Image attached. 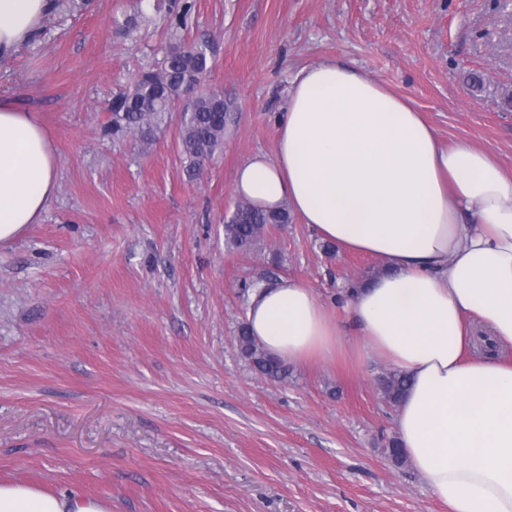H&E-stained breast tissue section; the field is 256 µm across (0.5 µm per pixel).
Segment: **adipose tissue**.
Listing matches in <instances>:
<instances>
[{
	"label": "adipose tissue",
	"mask_w": 512,
	"mask_h": 512,
	"mask_svg": "<svg viewBox=\"0 0 512 512\" xmlns=\"http://www.w3.org/2000/svg\"><path fill=\"white\" fill-rule=\"evenodd\" d=\"M56 0H0V57L41 39ZM56 157L36 113L0 98V244L40 223ZM233 191L288 209L343 252L380 260L342 292L361 336L298 278L254 289L245 323L296 365L385 360L409 379L394 424L450 512H512V172L445 143L409 98L334 60L301 68L273 153L242 162ZM0 512H112L110 504L0 483Z\"/></svg>",
	"instance_id": "ef3b65f1"
}]
</instances>
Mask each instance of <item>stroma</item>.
<instances>
[{
  "instance_id": "35a3bbf8",
  "label": "stroma",
  "mask_w": 512,
  "mask_h": 512,
  "mask_svg": "<svg viewBox=\"0 0 512 512\" xmlns=\"http://www.w3.org/2000/svg\"><path fill=\"white\" fill-rule=\"evenodd\" d=\"M153 2L57 9L0 60V97L37 112L58 164L41 222L0 244V481L112 512H448L384 453V361L277 381L237 349L245 283L298 278L329 303L379 262L325 253L294 216L249 250L224 222L236 168L274 149L293 74L327 59L512 168V0H195L183 39L210 44L205 87L231 116L195 178L183 101L150 144L101 132L171 40Z\"/></svg>"
}]
</instances>
